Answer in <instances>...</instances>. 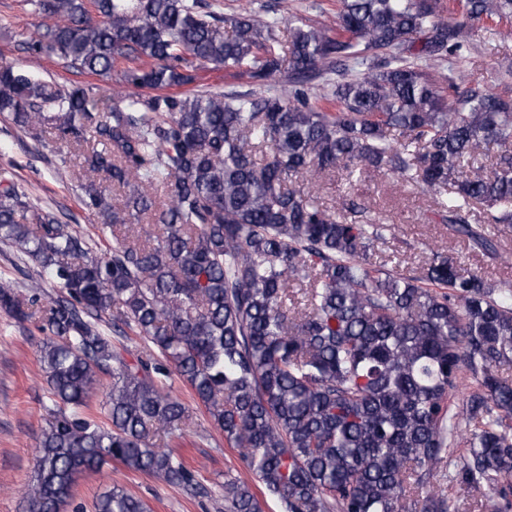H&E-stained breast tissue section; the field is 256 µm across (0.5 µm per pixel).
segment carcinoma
Listing matches in <instances>:
<instances>
[{
    "label": "carcinoma",
    "instance_id": "1",
    "mask_svg": "<svg viewBox=\"0 0 512 512\" xmlns=\"http://www.w3.org/2000/svg\"><path fill=\"white\" fill-rule=\"evenodd\" d=\"M336 0L334 24L282 40L277 5L222 12L213 0H25L30 54L130 92L99 108L94 87H64L0 63V112L34 139L85 146L83 204L112 249L0 185V243L34 261L60 296L44 304L0 284V310L40 323L46 409L25 494L61 512L77 478L117 461L198 493L169 439L188 409L160 386L176 371L224 439L286 512H451L448 468L469 428L463 482L488 485L480 512L512 507V292L441 251L420 276L373 262L396 226L348 222L289 188L298 175L369 169L421 185L458 237L493 257L470 221L512 224V98L463 86L445 68L473 27L512 22V0ZM221 66L245 91L166 89ZM281 81L259 93L276 75ZM489 165L466 160L483 144ZM131 190L122 206L96 178ZM149 214L140 244L117 231ZM137 330L128 359L99 328ZM106 421L86 414L104 378ZM472 384L462 409L451 396ZM228 512H263L224 480ZM94 512H150L115 484Z\"/></svg>",
    "mask_w": 512,
    "mask_h": 512
}]
</instances>
